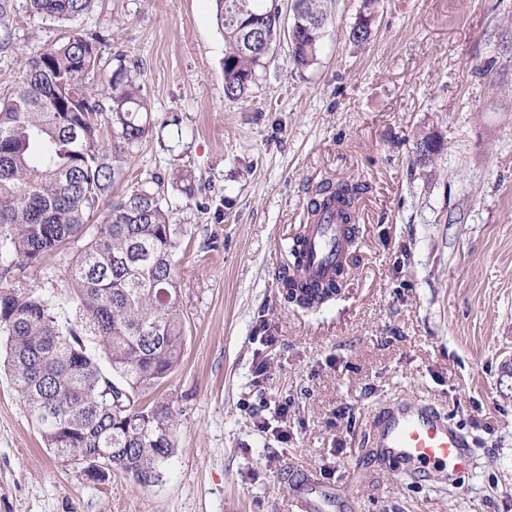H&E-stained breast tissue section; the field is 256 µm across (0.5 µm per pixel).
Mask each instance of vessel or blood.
<instances>
[{
	"mask_svg": "<svg viewBox=\"0 0 512 512\" xmlns=\"http://www.w3.org/2000/svg\"><path fill=\"white\" fill-rule=\"evenodd\" d=\"M347 227L337 211L310 216L301 228L305 259L301 267L287 274L311 284H325L344 262L348 244ZM373 448L400 464L421 470L438 466L464 471L470 465L466 438L433 409L400 403L380 412L374 422Z\"/></svg>",
	"mask_w": 512,
	"mask_h": 512,
	"instance_id": "obj_1",
	"label": "vessel or blood"
}]
</instances>
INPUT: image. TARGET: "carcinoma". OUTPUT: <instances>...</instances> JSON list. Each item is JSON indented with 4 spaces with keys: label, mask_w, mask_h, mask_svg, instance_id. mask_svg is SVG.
<instances>
[{
    "label": "carcinoma",
    "mask_w": 512,
    "mask_h": 512,
    "mask_svg": "<svg viewBox=\"0 0 512 512\" xmlns=\"http://www.w3.org/2000/svg\"><path fill=\"white\" fill-rule=\"evenodd\" d=\"M34 16L67 23L93 0H26ZM224 35V95L245 100L282 33L279 0H213ZM322 0H292L296 40L290 63L298 70L317 60L329 23ZM380 0H361L347 31L367 42ZM10 0H0L3 43L10 42ZM252 34L246 42V34ZM100 37L72 31L24 63L12 89L0 97V280L40 266L67 243L77 251L64 280L47 287L21 284L0 290L4 365L43 442L57 460L92 482L120 470L146 487L161 477L175 453L169 408L147 404L180 364L185 317L180 306L176 230L169 224L164 181L138 183L114 199L101 223L97 212L122 174L114 156L130 157L152 132L141 86L119 70L108 80L109 104L84 91L98 64ZM437 153L433 136L415 143L417 161ZM361 182L322 183L313 212L340 207L357 231L355 202ZM343 272L324 288L289 278L285 299L313 308L336 294Z\"/></svg>",
    "instance_id": "carcinoma-1"
}]
</instances>
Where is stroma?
Returning a JSON list of instances; mask_svg holds the SVG:
<instances>
[{"label": "stroma", "mask_w": 512, "mask_h": 512, "mask_svg": "<svg viewBox=\"0 0 512 512\" xmlns=\"http://www.w3.org/2000/svg\"><path fill=\"white\" fill-rule=\"evenodd\" d=\"M360 4L324 0L316 63L293 69L280 42L245 102L224 96L211 0H94L75 21L103 37L87 92L126 68L156 121L113 194L186 171L209 198L165 188L186 335L156 397L177 450L151 486L92 482L42 447L0 371V512H290L298 495L315 512H512V0H382L358 47ZM12 6L0 94L67 33ZM426 134L441 150L425 166ZM352 178L368 190L342 290L289 304L307 203ZM284 398L285 442L256 427ZM402 399L468 438L466 472L413 477L364 453L372 418Z\"/></svg>", "instance_id": "1"}]
</instances>
